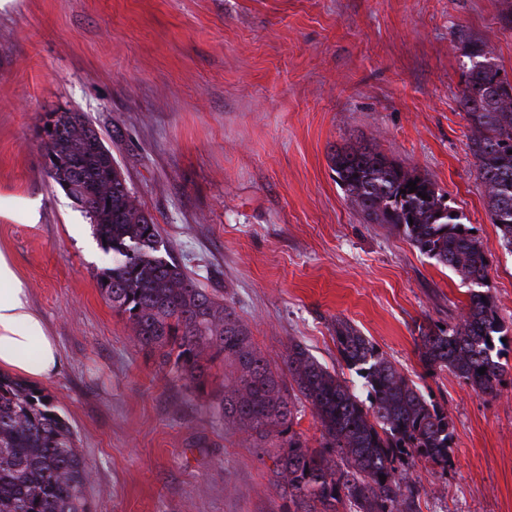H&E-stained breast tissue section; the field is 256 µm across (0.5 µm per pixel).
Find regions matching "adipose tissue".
<instances>
[{
  "label": "adipose tissue",
  "mask_w": 512,
  "mask_h": 512,
  "mask_svg": "<svg viewBox=\"0 0 512 512\" xmlns=\"http://www.w3.org/2000/svg\"><path fill=\"white\" fill-rule=\"evenodd\" d=\"M60 365L56 338L34 310L10 255L0 251V372L37 383L56 375Z\"/></svg>",
  "instance_id": "1"
}]
</instances>
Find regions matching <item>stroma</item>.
I'll list each match as a JSON object with an SVG mask.
<instances>
[{
  "instance_id": "35a3bbf8",
  "label": "stroma",
  "mask_w": 512,
  "mask_h": 512,
  "mask_svg": "<svg viewBox=\"0 0 512 512\" xmlns=\"http://www.w3.org/2000/svg\"><path fill=\"white\" fill-rule=\"evenodd\" d=\"M502 0H10L0 10V249L62 352L41 388L89 464L98 512H286L244 428L138 345L102 296L90 219L46 174L38 126L82 112L199 287L282 365L298 341L345 372L350 323L451 418L454 464L409 460L418 512H512V372L498 398L426 371L418 327L454 326L467 288L402 234L362 219L333 146L367 141L431 178L486 252L512 325V251L491 219L458 100L459 33L512 78ZM38 206L27 224L15 209Z\"/></svg>"
}]
</instances>
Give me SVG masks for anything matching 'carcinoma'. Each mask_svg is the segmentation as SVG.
Wrapping results in <instances>:
<instances>
[{"label": "carcinoma", "mask_w": 512, "mask_h": 512, "mask_svg": "<svg viewBox=\"0 0 512 512\" xmlns=\"http://www.w3.org/2000/svg\"><path fill=\"white\" fill-rule=\"evenodd\" d=\"M463 57L459 103L473 130L469 149L492 221L512 252V82L481 41L464 44ZM62 118L64 132L43 140L44 155L61 162L48 176L62 188L79 187L73 197L112 255L98 279L101 292L128 315L139 345L159 352L195 389H204L210 375L203 348L231 368L218 412L244 428L259 457L272 460L288 512H416V480L400 465L407 458L443 470L452 465L448 413L346 322L336 323V347L359 384L299 342L288 347L285 369L272 365L234 308L198 287L171 256L159 225L133 203L118 162L109 161L112 151L86 116L67 111ZM329 163L367 223L401 230L419 252L470 285L456 325L419 326V357L427 370H446L476 394L497 397L506 368L496 343L512 329L484 289L488 258L481 241L442 206L430 178L384 154L339 147ZM410 181L417 187L412 193ZM298 401L320 424L317 447L293 430ZM89 481L85 456L52 398L0 373V512H91Z\"/></svg>", "instance_id": "obj_1"}]
</instances>
